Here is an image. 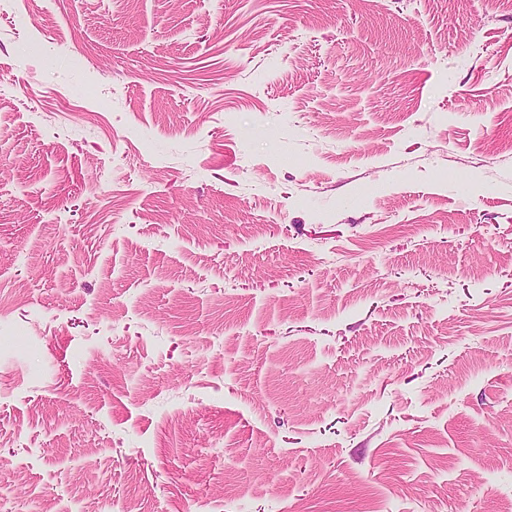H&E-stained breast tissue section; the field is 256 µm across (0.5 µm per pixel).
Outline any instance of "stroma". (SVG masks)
Returning <instances> with one entry per match:
<instances>
[{
  "mask_svg": "<svg viewBox=\"0 0 512 512\" xmlns=\"http://www.w3.org/2000/svg\"><path fill=\"white\" fill-rule=\"evenodd\" d=\"M512 512V0L0 8V512Z\"/></svg>",
  "mask_w": 512,
  "mask_h": 512,
  "instance_id": "35a3bbf8",
  "label": "stroma"
}]
</instances>
